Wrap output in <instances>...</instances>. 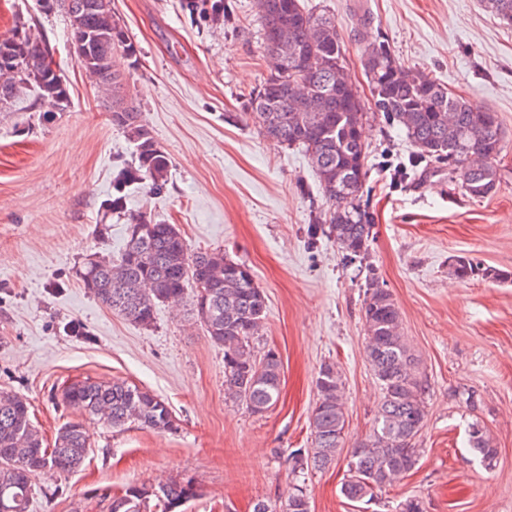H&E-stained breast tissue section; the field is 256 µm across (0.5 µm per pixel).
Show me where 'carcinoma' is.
<instances>
[{"mask_svg":"<svg viewBox=\"0 0 512 512\" xmlns=\"http://www.w3.org/2000/svg\"><path fill=\"white\" fill-rule=\"evenodd\" d=\"M496 16L512 21V0H483ZM69 19L71 36L87 37V53L79 63L107 97L112 125L133 146L134 158L114 181V194L103 204L113 212L123 208L125 189L148 183L162 191L171 160L128 92L129 75L119 59L134 65L139 53L120 19L94 0H55ZM182 8L215 25L225 21L224 0H182ZM264 31L268 74L249 94L242 118L259 133L286 146H298L308 156L327 209L317 218L348 258L367 251L374 226L370 211L360 204L367 177L368 148L362 140L364 103L344 62L336 21L327 13L305 9L301 0H257ZM14 29L24 34L23 58L16 73L0 70V109L24 104L49 120L70 104L59 105L68 87L61 74L42 67L49 46L34 19L17 18ZM364 71L372 86L375 111L391 126L401 128L431 169L448 162L462 189L472 198L493 194L499 184L497 160L503 150L497 113L448 91L428 75L402 66L385 42L368 43ZM453 273L461 279L485 277L508 280L509 274L484 269L459 259ZM83 288L112 313L149 328L156 307L186 299L194 285L193 311L209 341L224 349V391L252 414H263L279 400L281 361L269 349L257 356L252 341L262 331L268 306L249 267L229 259L221 250L191 254L176 224L132 218L124 250L116 257L88 255L76 271ZM367 336L366 358L380 386L381 403L370 434L347 461L341 493L350 501L375 493L405 478L418 464L416 440L426 418L425 385L415 350L402 332L399 307L388 289L373 277L362 305ZM318 399L310 415L312 447L292 456L295 473L324 469L336 461L344 440L346 411L341 374L334 363L321 365L316 379ZM62 403L97 416L114 428L136 424L156 432L174 428L168 404L149 390L122 382L82 381L66 387ZM468 442L482 461L491 464L498 450L486 429L475 422ZM89 447L83 427L70 421L61 427L52 447L30 416L28 401L17 394H0V500L11 512H29L34 478L44 470L69 473L86 459ZM167 506L198 496L188 479L164 483ZM153 484L125 489L133 503L120 507L112 499L110 512H140L154 497ZM285 512H310L303 487L288 492Z\"/></svg>","mask_w":512,"mask_h":512,"instance_id":"1","label":"carcinoma"}]
</instances>
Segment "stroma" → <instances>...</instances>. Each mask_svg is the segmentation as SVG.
<instances>
[{"label":"stroma","instance_id":"stroma-1","mask_svg":"<svg viewBox=\"0 0 512 512\" xmlns=\"http://www.w3.org/2000/svg\"><path fill=\"white\" fill-rule=\"evenodd\" d=\"M308 2L335 18L367 112L362 200L375 225L360 262L345 261L326 226H313L326 203L305 152L238 117L267 74L255 0H224L231 20L222 27L190 17L181 0H112L140 51L130 92L171 168L161 193L128 186L123 211L109 217L102 204L132 147L72 53L67 16L38 13L34 0H0V38L17 17H36L71 99L48 122L0 112V391L28 400L46 440L78 419L91 444L80 469L36 476L30 512H110L128 485L170 478L198 487L181 512H253L260 500L282 512L295 481L290 454L312 445L309 417L326 362L342 375L347 423L336 463L305 477L311 512H396L407 499L423 512H512V22L482 0ZM375 39L402 65L498 114L495 193L467 196L444 164L394 181L385 159L405 164L415 149L372 115L361 56ZM142 213L179 225L190 252L221 249L254 273L268 302L254 345L282 363L280 399L267 412L225 399L224 352L208 342L191 304L159 305L145 329L77 280L86 255L122 251L131 217ZM459 257L510 278L459 279ZM373 274L421 359L427 418L415 469L366 504L340 487L381 399L361 312ZM84 380L153 392L174 430H119L79 415L61 393ZM475 421L498 450L492 465L468 444Z\"/></svg>","mask_w":512,"mask_h":512}]
</instances>
